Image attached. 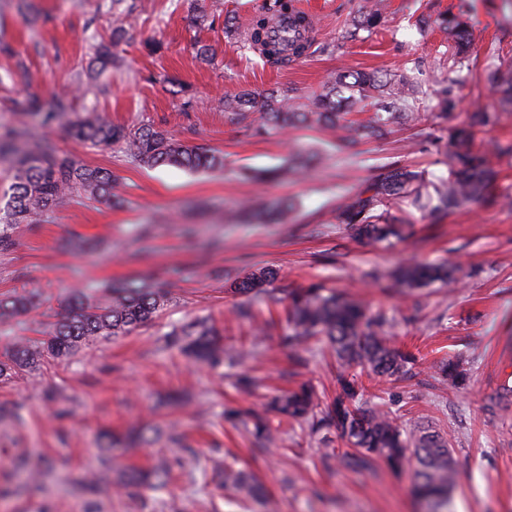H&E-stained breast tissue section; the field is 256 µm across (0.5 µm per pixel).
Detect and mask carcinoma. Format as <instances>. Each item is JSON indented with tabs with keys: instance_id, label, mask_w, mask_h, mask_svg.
I'll use <instances>...</instances> for the list:
<instances>
[{
	"instance_id": "cac0c4a2",
	"label": "carcinoma",
	"mask_w": 512,
	"mask_h": 512,
	"mask_svg": "<svg viewBox=\"0 0 512 512\" xmlns=\"http://www.w3.org/2000/svg\"><path fill=\"white\" fill-rule=\"evenodd\" d=\"M124 2L110 0L112 38L108 42H94V57L88 63L92 75L119 62L113 48L128 32L127 20L133 10L131 5L123 6ZM293 9V0H265L262 12L249 27H231L228 32L265 64L284 68L303 58L308 46L295 44L288 53L269 38L268 32L273 20ZM385 10V0H369L349 17V37L375 31L385 19ZM433 23L448 31V78L442 80L444 87L439 90L433 91L407 74L391 78L379 71L341 68L321 91L311 95L294 96L278 90L260 95L243 90L225 100L224 110L238 123L256 115L260 124L282 130L331 126L339 132L336 149L355 155L365 140L383 136L393 125H418L420 107L433 94L439 97L442 111L455 110L456 98L448 95V86L463 82L461 72L468 63L472 43L469 25L459 16L432 20L423 15L416 20V26L423 32ZM489 53L495 61L488 71L493 93L501 108L512 109V60L496 49ZM70 107L68 100L57 99L52 109L38 113L41 124L49 126L62 120ZM356 107L371 110L368 120L356 123L348 118ZM499 121L498 111L477 107L465 123L448 127L446 176L431 178L424 171L393 162L381 166L378 174L336 201V223L363 244L382 245L412 235L413 224L407 218L412 209L434 223L472 203L491 201L511 207L512 198L497 195L494 190L499 166L512 158V139L476 144L477 134ZM70 129L79 141L120 146L129 158L143 166L224 169L222 154L173 138L148 124L116 126L97 112H83L74 114ZM0 159L9 161L11 180L6 207H0V251L13 247V231L18 225L36 223L73 193L107 205L121 203L112 173L77 164L49 140L5 129L0 131ZM321 159L322 153L317 150H298L288 175L302 177ZM457 271L458 265L450 257L439 262L412 261L392 272L388 279L390 287L408 295L435 283L449 285L457 280ZM278 276L273 268H258L234 285V293L272 303L288 301L283 343L292 349L312 340L327 344L339 364L338 392L332 402L323 405L312 389L302 386L281 394L261 410H248L247 423L254 439L262 447L277 443L278 434L267 421L270 411L288 420L307 422L315 436L334 430L360 450L350 459L355 468L363 466L368 456L380 458L394 469L414 464L413 491L426 504L425 512H447L454 481L447 439L430 427L404 431L391 411L362 400L358 385L348 373L356 366L378 377H396L412 372L418 357L391 345L392 322L384 312L373 313L362 301L329 291L321 284L293 289L283 299L272 288ZM108 291L106 302L95 303L93 289H72L48 336L20 341L6 359L0 360V383L10 381L22 371H36L49 360L69 361L100 341L147 326L170 300L169 289L150 288L137 281L110 287ZM37 298L34 289L0 296V325L11 323L30 309ZM165 347L207 367H218L226 358L236 361L243 357L241 353L227 357L206 317L170 325L165 333ZM430 372L453 383L466 376L461 362L451 358L433 361ZM168 479L169 469L165 465L148 471L131 468L123 473L118 486L154 492L164 488ZM224 487L243 492L265 505L269 503L264 486L231 465L224 466Z\"/></svg>"
}]
</instances>
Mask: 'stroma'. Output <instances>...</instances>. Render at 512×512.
I'll return each instance as SVG.
<instances>
[{
  "instance_id": "1",
  "label": "stroma",
  "mask_w": 512,
  "mask_h": 512,
  "mask_svg": "<svg viewBox=\"0 0 512 512\" xmlns=\"http://www.w3.org/2000/svg\"><path fill=\"white\" fill-rule=\"evenodd\" d=\"M32 2L42 14L35 22L19 11V0H0V46L8 44L31 70L29 82L11 81L0 50V127L46 138L79 163L112 171L123 203L112 208L69 197L40 224L19 229L15 245L0 251V293L32 283L40 293L35 308L0 325V359L17 338L50 332L75 283L100 288L150 273L176 292L153 325L0 384V405L23 416L19 424L0 421V512H86L87 500L73 482L89 473L97 476L102 512H241L227 505L218 485L216 469L224 464L255 475L276 512H420L411 469L395 471L380 460L347 467L339 460L347 447L336 436L322 443L306 426L276 417L271 425L279 443L261 448L242 424L225 418L228 409H260L303 384L326 398L336 391L335 361L327 349L314 343L289 348L281 341L282 326L256 336L250 322L238 318L245 299L230 286L263 266L279 269V287L321 281L382 310L392 320V343L424 361L462 357L469 378L460 387L441 386L422 370L397 379L360 372L356 380L365 399L384 401L405 429L429 422L447 438L454 459L452 512H512V408L500 409L497 399L503 386L512 387V209L475 204L438 224L416 219L413 235L394 246L359 244L333 219L337 199L372 176L379 162L438 169L444 155L430 138L444 122L436 105L425 110L424 136L398 130L366 143L363 154H329L306 180L261 183L245 178L244 170L285 166L295 146L334 143L336 131H259L230 121L223 103L243 89L308 95L343 65L392 74L407 66L435 85L444 76L440 62L448 38L436 26L419 33L415 18L461 14L473 32L471 71L455 89L460 102L454 119L462 121L475 106L496 101L487 83L488 51L512 50V0H389L384 25L355 39L345 20L364 0H312L321 25L311 52L284 69L243 52L224 31V16L248 25L262 0H216L221 17L204 29L194 24L188 0H130L132 26L116 47L121 66L91 83L78 74L94 37L109 31L110 0ZM198 40L211 45V62L197 58ZM151 44L159 52L149 53ZM31 98L45 110L67 98L77 112L95 108L118 125H152L222 152L224 169L141 166L119 146L73 140L66 122L41 125L24 106ZM285 198L301 206L283 217L251 219L240 208L244 200L258 209ZM147 223L152 235L139 237ZM75 233L91 240V251L64 249ZM450 255L461 271L449 289L433 286L404 296L369 276L409 260L436 262ZM204 316L222 334L226 353L247 351L244 361L211 370L165 348L171 324ZM244 374L255 380L248 393L235 386ZM50 390L61 403L46 400ZM62 404L70 410L64 418L57 415ZM144 423L156 428L153 443L124 445L114 452V469L98 470L101 435L120 438ZM177 452L187 465L173 471L155 498L143 501L115 486L116 468L148 469ZM21 456L29 469L43 473L41 490L17 492L13 462Z\"/></svg>"
}]
</instances>
